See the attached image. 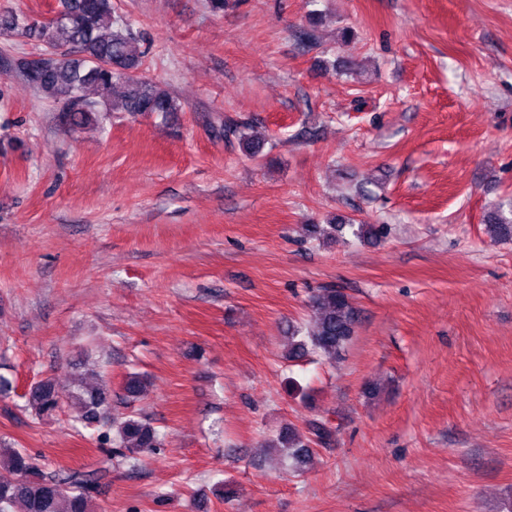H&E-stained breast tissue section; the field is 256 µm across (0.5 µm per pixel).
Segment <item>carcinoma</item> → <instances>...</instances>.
Returning <instances> with one entry per match:
<instances>
[{
    "label": "carcinoma",
    "instance_id": "1",
    "mask_svg": "<svg viewBox=\"0 0 512 512\" xmlns=\"http://www.w3.org/2000/svg\"><path fill=\"white\" fill-rule=\"evenodd\" d=\"M63 18L38 29V36L49 47L60 50L72 47L79 56L62 53L56 57L26 60L22 72L26 81L45 98L57 105L59 121L76 130L97 123L110 112L159 113L166 117L183 111V105L161 85L146 80L139 72L142 51L129 32L116 29L112 0H60ZM33 24L27 17L10 13L0 16V36L27 32ZM123 88L118 98L115 86ZM94 91L89 96L88 91ZM223 136L238 137L243 148L260 152L248 133L235 127L219 125ZM487 232L496 240L512 239V209L509 215L496 211L485 219ZM331 229L345 232L357 240L379 237L386 227L345 222L335 219ZM311 325L297 326L288 341V359L317 354L334 360L342 354L355 334L357 312L348 294L341 289L325 288L309 301ZM147 378L129 372L123 385L124 397L134 402L146 394ZM70 410L73 427L93 429L101 447L110 455L135 459L162 447L160 433L147 419L129 414L111 415L110 395L103 389L78 381L59 386L47 380L30 388L27 409L40 418L55 414L62 406ZM332 437L330 428L314 422L309 435L292 427L280 430L271 447L288 450V456L305 462L312 441L324 443ZM0 468L13 475L0 481V512H91V494L106 471H45L39 459L24 448L0 445Z\"/></svg>",
    "mask_w": 512,
    "mask_h": 512
}]
</instances>
